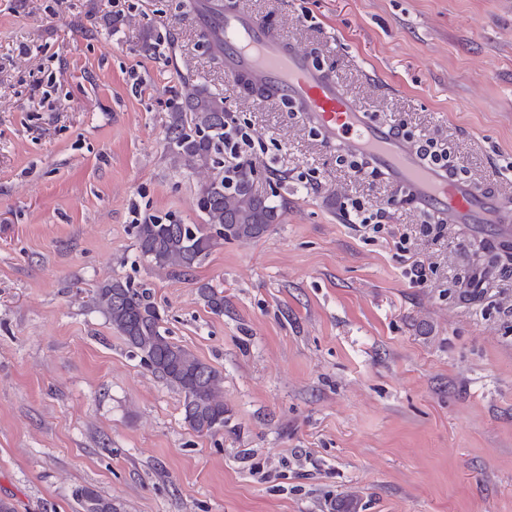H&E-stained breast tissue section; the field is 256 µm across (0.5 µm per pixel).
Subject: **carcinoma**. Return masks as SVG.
Masks as SVG:
<instances>
[{
    "mask_svg": "<svg viewBox=\"0 0 512 512\" xmlns=\"http://www.w3.org/2000/svg\"><path fill=\"white\" fill-rule=\"evenodd\" d=\"M227 116L224 97L183 81L181 102L171 113L164 141L174 165L207 172L198 197L203 223L148 214L133 225L139 257L159 271L184 275L224 243L257 241L280 221L275 194H261L253 187V163L224 164ZM486 261L497 263L503 274L512 273V265L501 264L495 244L488 241L470 254L468 268ZM199 292L212 313L224 314L222 293L208 284ZM92 304L141 362L183 395V419L193 431L207 435L224 429L223 372L169 336L146 290L113 278L92 290ZM73 497L78 512H121L119 503L91 486L75 489Z\"/></svg>",
    "mask_w": 512,
    "mask_h": 512,
    "instance_id": "carcinoma-1",
    "label": "carcinoma"
}]
</instances>
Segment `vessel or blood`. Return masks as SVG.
Instances as JSON below:
<instances>
[{"mask_svg": "<svg viewBox=\"0 0 512 512\" xmlns=\"http://www.w3.org/2000/svg\"><path fill=\"white\" fill-rule=\"evenodd\" d=\"M193 20L203 31L218 30L228 78L246 75L266 88L268 103L291 102L324 143L365 158L391 183L405 188L421 210L441 214L452 224L482 225L489 239H512V206L449 177L442 166L427 160L422 147L373 122L300 45L271 32L249 13L225 11L221 0H199Z\"/></svg>", "mask_w": 512, "mask_h": 512, "instance_id": "1", "label": "vessel or blood"}]
</instances>
